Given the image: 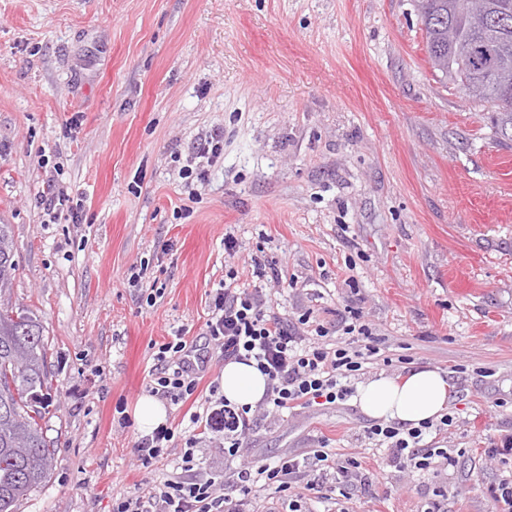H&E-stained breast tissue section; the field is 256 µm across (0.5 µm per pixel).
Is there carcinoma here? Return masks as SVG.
Returning a JSON list of instances; mask_svg holds the SVG:
<instances>
[{"mask_svg": "<svg viewBox=\"0 0 512 512\" xmlns=\"http://www.w3.org/2000/svg\"><path fill=\"white\" fill-rule=\"evenodd\" d=\"M483 13L459 15L453 0H416L431 67L439 81L493 112L499 142L512 143V0H482ZM459 40L448 42V27ZM17 265L9 224H0V512H17L52 469L46 436L51 390L48 341L29 308L6 302Z\"/></svg>", "mask_w": 512, "mask_h": 512, "instance_id": "obj_1", "label": "carcinoma"}]
</instances>
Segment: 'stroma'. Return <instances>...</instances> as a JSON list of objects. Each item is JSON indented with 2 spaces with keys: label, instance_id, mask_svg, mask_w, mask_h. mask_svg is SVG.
<instances>
[{
  "label": "stroma",
  "instance_id": "35a3bbf8",
  "mask_svg": "<svg viewBox=\"0 0 512 512\" xmlns=\"http://www.w3.org/2000/svg\"><path fill=\"white\" fill-rule=\"evenodd\" d=\"M214 132L224 150L189 192L181 172ZM50 179L79 221L45 216ZM0 224L54 385L52 470L18 512H112L113 491L182 475L178 437L140 465L132 417L175 335L208 362L195 403L168 404L166 421L200 410L224 367L201 338L209 293L231 270L251 283L255 257L281 269L265 293L290 321L362 310L393 359L366 377L446 374L456 424L436 440L450 457L396 471L352 397L258 407L240 461L206 433L195 474L229 486L239 463L324 440L373 484L318 512H421L438 487L447 512H491L512 476L484 454L512 438V147L437 81L413 0H0Z\"/></svg>",
  "mask_w": 512,
  "mask_h": 512
}]
</instances>
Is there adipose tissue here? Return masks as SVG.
<instances>
[{
  "label": "adipose tissue",
  "mask_w": 512,
  "mask_h": 512,
  "mask_svg": "<svg viewBox=\"0 0 512 512\" xmlns=\"http://www.w3.org/2000/svg\"><path fill=\"white\" fill-rule=\"evenodd\" d=\"M222 392L236 406H256L267 390V378L254 362L229 361L221 375ZM451 387L439 370L419 368L396 377L380 374L363 383L358 400L371 417L417 426L443 416Z\"/></svg>",
  "instance_id": "1"
}]
</instances>
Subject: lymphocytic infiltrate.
Instances as JSON below:
<instances>
[{
	"instance_id": "lymphocytic-infiltrate-1",
	"label": "lymphocytic infiltrate",
	"mask_w": 512,
	"mask_h": 512,
	"mask_svg": "<svg viewBox=\"0 0 512 512\" xmlns=\"http://www.w3.org/2000/svg\"><path fill=\"white\" fill-rule=\"evenodd\" d=\"M252 268L255 285L231 282L215 290L204 336L225 360L255 361L267 378L265 401L278 412L333 405L351 397L356 377L381 355L380 340L361 311L347 308L340 317L342 337L330 341V330L324 325H310L305 316L294 323L268 309L262 286L280 282L282 274L274 264L258 259ZM190 355L186 340L178 335L159 346L152 371L153 393L175 403L186 402L194 395L198 378ZM255 421L250 408L237 407L219 397L209 401L204 412L190 413V425L183 433H175L165 424L157 427L136 446L140 464L152 466L179 435L184 441L183 476L166 480L159 491L143 496L113 493L112 512H246L259 481L275 483L284 492L289 488L288 477L328 461V452L320 448L309 459L285 457L273 466H241L235 481L239 497L235 500L225 494L223 483L193 477L200 432L223 434L224 454L233 459L239 457ZM453 424V416L447 415L436 426L445 430ZM436 426L429 422L417 427L382 422L370 426L366 434L378 447L387 449L390 466L401 472L424 473L435 459L448 456L447 449L429 440Z\"/></svg>"
}]
</instances>
